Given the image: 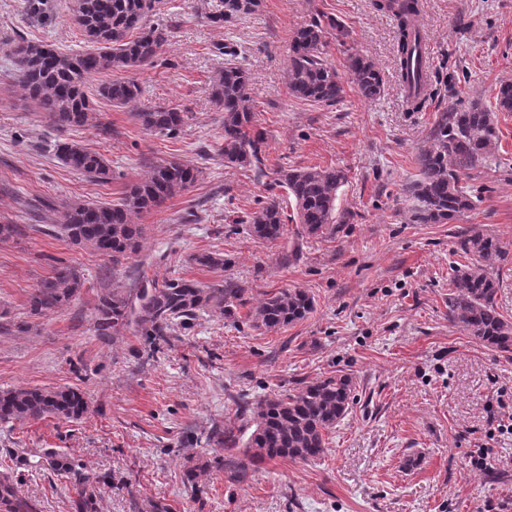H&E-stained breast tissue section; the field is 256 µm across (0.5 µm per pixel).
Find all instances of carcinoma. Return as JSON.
Returning a JSON list of instances; mask_svg holds the SVG:
<instances>
[{
    "label": "carcinoma",
    "instance_id": "carcinoma-1",
    "mask_svg": "<svg viewBox=\"0 0 512 512\" xmlns=\"http://www.w3.org/2000/svg\"><path fill=\"white\" fill-rule=\"evenodd\" d=\"M156 0H75L74 25L83 33L91 49L66 53L25 40L15 44L11 59L19 83L38 110L60 131L84 127L99 120L87 94L91 79L110 69L140 70L154 64L167 42L168 30L154 24L150 15ZM381 11L393 14L397 22L396 71L400 82L413 80L411 60L417 52L415 34L419 28V0H375ZM345 36L333 20L318 16L300 27L291 42L287 70L288 88L300 100L331 107L341 100L342 81L336 69L324 59L328 29ZM347 73L367 101L378 99L384 90L381 72L368 57L349 51ZM141 86L132 81H112L98 87V95L122 107L136 100ZM210 94L224 112V141L218 152L227 166L262 165L265 136L257 128L250 78L240 65L228 62L211 81ZM512 113V81H503L495 105L473 103L464 109L440 113L431 132L430 145L415 158L416 178L408 187L411 197L409 220L415 224H446L474 206L466 183L467 171L492 155L498 146V114ZM146 131L166 137L177 135L185 124V113L176 107H160L134 113ZM57 158L65 166L90 181L107 182L112 168L99 153L75 142L60 141ZM275 184L284 194L269 198L246 219V231L255 240L274 242L281 238L287 219L285 208L292 207L293 220L302 233L333 235L344 217L336 212L340 188L346 174L335 167H281ZM199 171L178 157L154 165L149 173L131 184L119 201L97 204L72 201L59 212L55 234L72 244L87 246L114 262L137 251L143 225L136 220L162 208L168 200L193 184ZM458 249L471 257L467 264L451 268L448 287V321L486 348L512 354V321L497 309L499 281L487 262L502 255L500 243L481 234L459 236ZM195 263L222 268L227 259L219 253H200ZM80 274L61 263L31 295V314L44 315L75 297L83 287ZM247 288L229 280L204 286L185 278L150 280L141 284L135 298L121 288L100 296L95 310V331L106 338L134 326L137 335L154 347L179 331L194 327L205 311L226 318L235 317L246 304ZM315 308L313 297L298 288L269 293L251 312L255 327L277 332L307 318ZM351 375L337 373L302 382L295 392L272 393L258 400L250 412L253 430L248 437L231 427L213 436L224 446L222 466L232 483L243 481L252 468L276 459L313 462L325 455L326 437L342 421L355 400ZM88 411V401L72 388L18 387L0 391V424L54 417L74 422ZM39 465L68 480L74 496L70 512H97L96 481L84 465L63 453L48 454ZM29 462L15 461L0 469V512H37L31 502L20 497L19 468ZM209 469L205 461L185 470V481L192 491L200 490L198 479Z\"/></svg>",
    "mask_w": 512,
    "mask_h": 512
}]
</instances>
